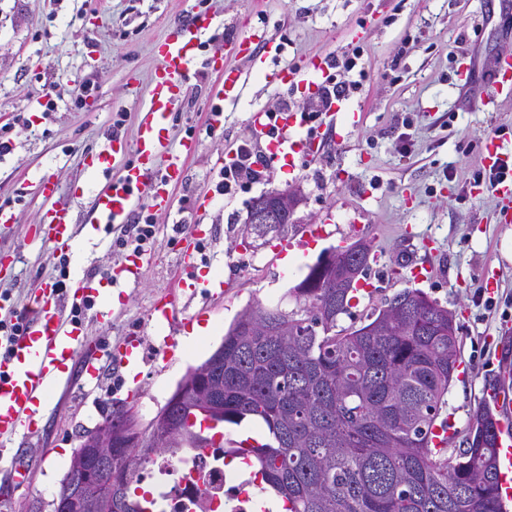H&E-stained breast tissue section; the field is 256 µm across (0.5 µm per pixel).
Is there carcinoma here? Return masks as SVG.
I'll use <instances>...</instances> for the list:
<instances>
[{"mask_svg":"<svg viewBox=\"0 0 512 512\" xmlns=\"http://www.w3.org/2000/svg\"><path fill=\"white\" fill-rule=\"evenodd\" d=\"M342 271L323 288L291 289L295 307L258 305L224 335V422L265 427L266 442L224 455H250L262 494L283 512H503L496 455L497 420L486 405L473 415L461 447L435 449L431 429L448 404L460 353L448 310L406 288L361 324L351 315L353 285ZM183 415L188 445L214 447L201 418ZM124 465L123 512H141L132 485L140 469L186 448L155 444Z\"/></svg>","mask_w":512,"mask_h":512,"instance_id":"1","label":"carcinoma"}]
</instances>
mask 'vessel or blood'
Listing matches in <instances>:
<instances>
[{
    "mask_svg": "<svg viewBox=\"0 0 512 512\" xmlns=\"http://www.w3.org/2000/svg\"><path fill=\"white\" fill-rule=\"evenodd\" d=\"M214 24V16L196 14L174 23L172 34L156 43L154 50L159 64L151 77L149 100L141 113L134 141L115 135L93 154L99 167L113 170L114 175L92 198V231H99L105 224L127 223L142 191L147 188L152 191L154 207H169L170 189L179 182L182 172L181 158L169 156V129L196 64L194 50L198 39ZM261 40L258 34L238 40L233 57L250 59L252 64L263 68L266 79L276 84L309 85L315 78L326 75L329 60L323 56L309 60L301 68L290 65L266 68L264 56L253 52L254 45ZM218 75L219 80L209 96L208 124L214 131L222 126L225 104L236 101L242 89L241 72L234 66L224 65ZM511 89L512 44L506 43L486 69L478 103L483 110L492 111L499 96ZM250 125L255 136L267 138L270 162L284 160L292 166L303 164L316 151L318 135L307 131L303 113L257 112L252 115ZM483 163L494 169L512 165V145L500 136L489 138L484 143ZM39 187L44 201L42 222L48 228L41 241L54 253L71 251L77 244V233L67 212L55 201L57 183L54 176H42ZM203 235L200 225H193L179 253L178 286L181 291H195L199 284L195 242ZM101 287L102 282L96 275L83 274L60 285L46 284L33 295L22 331L0 347L1 441L20 434L39 435L48 404L65 393L74 368H81L85 377L93 379L98 375L95 363L101 358H108L123 369L138 367L143 361L145 340L140 336L128 337L115 347L97 346L92 355L78 358V347L86 343V329L83 323L68 319L64 310L69 302L89 301L96 304L98 317H108V310L97 304ZM178 313L174 295H162L152 307L153 324L160 329L173 325ZM493 397L500 412L496 443L500 492L503 499L512 500V390L498 388Z\"/></svg>",
    "mask_w": 512,
    "mask_h": 512,
    "instance_id": "1",
    "label": "vessel or blood"
}]
</instances>
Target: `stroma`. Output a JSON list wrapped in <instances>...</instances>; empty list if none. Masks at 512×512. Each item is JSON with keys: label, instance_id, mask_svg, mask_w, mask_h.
<instances>
[{"label": "stroma", "instance_id": "35a3bbf8", "mask_svg": "<svg viewBox=\"0 0 512 512\" xmlns=\"http://www.w3.org/2000/svg\"><path fill=\"white\" fill-rule=\"evenodd\" d=\"M489 0H0V126L19 118L27 128L11 133L13 148L0 155V205L13 209L16 221L0 226V255L11 266L0 272V291L9 290L16 309H25L38 288L59 275V258L34 242L30 227L41 219L37 181L46 171L58 180V205L75 229H83L92 197L109 175L84 165V158L111 134L113 121L125 119L124 136L134 140L157 60L154 44L171 23L190 15H216L218 25L200 38L197 68L222 65L230 43L258 30L282 44V59L300 63L316 56L360 49L367 73L360 94L342 102L339 112L320 115L322 141L306 168L271 165L260 182L216 198L205 215L198 240L199 275L224 278V293L209 297L178 295L182 315L173 336L182 340L200 325L208 330L193 356L176 353L165 359L153 337L151 309L164 293H176V259L182 245L179 225L191 224L195 200L209 189L216 163L251 136L253 110L276 111L289 98L314 107L317 90L299 86L283 92L268 84L258 69L239 62L240 99L224 108V123L207 129L208 93L216 76L189 87L169 131L170 152L182 139L198 137L201 145L183 163L173 188L171 211L156 212L157 242L143 259L137 284L107 285L112 317L100 322L86 316L89 344L115 343L127 336L149 337L146 361L138 374L103 367L95 385L76 380L67 396L45 413L48 436H25L0 443V476L12 458L29 467L25 484L11 487L7 512H51L49 506L78 446L79 432L94 428L113 405L132 402L141 425H148L189 371L220 346L230 325L249 305L276 304L292 309L290 288L300 282L329 247L363 238L370 241L373 262L363 278L371 294L360 299L352 318L365 316L384 299L414 286L448 308L454 317L461 358L469 363V380L454 379L447 411L457 433H465L475 409L486 402L487 389L512 375L500 357L502 341H512V262L499 244L507 227L502 204L482 189L462 185L481 166L476 146L498 125L512 128V94L502 96L495 111L477 107L474 76L460 78L461 57L476 66L489 64L501 37L489 20ZM92 83L82 104L72 99L73 79ZM55 88H48V81ZM54 101L53 111L44 103ZM362 114L358 126L344 112ZM298 189L301 201L294 241L299 260L283 263L272 244L253 238L239 244L246 206L260 195ZM326 223L324 237L299 240L301 224ZM113 233L103 227L95 237L81 236L77 251L66 258L68 274H104L120 256L110 245ZM409 263L429 262L432 275L417 283ZM497 274V305L475 301L485 278Z\"/></svg>", "mask_w": 512, "mask_h": 512}]
</instances>
